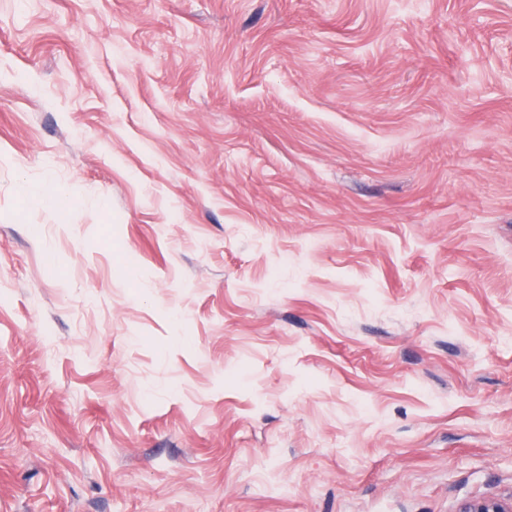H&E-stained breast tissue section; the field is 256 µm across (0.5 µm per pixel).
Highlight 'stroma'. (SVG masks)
Wrapping results in <instances>:
<instances>
[{"label": "stroma", "instance_id": "35a3bbf8", "mask_svg": "<svg viewBox=\"0 0 512 512\" xmlns=\"http://www.w3.org/2000/svg\"><path fill=\"white\" fill-rule=\"evenodd\" d=\"M510 493L512 0H0V512Z\"/></svg>", "mask_w": 512, "mask_h": 512}]
</instances>
